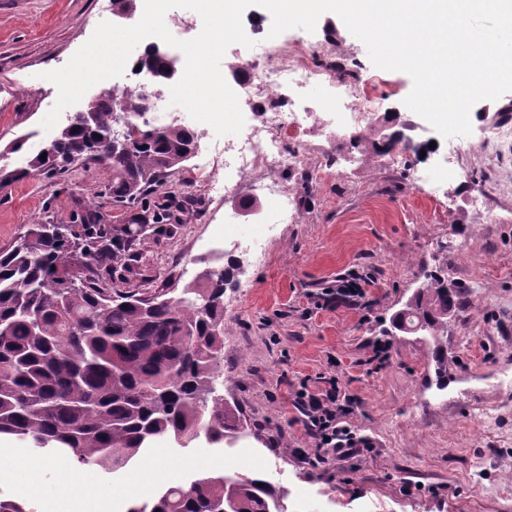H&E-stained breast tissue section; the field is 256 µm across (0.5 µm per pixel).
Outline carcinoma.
<instances>
[{"label": "carcinoma", "mask_w": 512, "mask_h": 512, "mask_svg": "<svg viewBox=\"0 0 512 512\" xmlns=\"http://www.w3.org/2000/svg\"><path fill=\"white\" fill-rule=\"evenodd\" d=\"M110 99L88 124L74 122L47 154L4 175L36 179L90 159L112 170V200L133 203L164 172L184 167L195 132L181 124L123 134ZM171 219L168 206L152 218L112 228L113 249H94L90 263L122 258L121 244L150 223ZM71 239L55 224H37L23 242L0 252V437H15L76 467H123L158 439L185 448L205 435L212 444L235 437L237 409L224 400V272L205 274L201 288L179 298L114 291L93 279L68 278ZM457 297L437 276L418 288L395 318L438 341ZM281 494L263 478L202 473L164 488L127 512H284ZM0 512H37L0 496Z\"/></svg>", "instance_id": "cac0c4a2"}]
</instances>
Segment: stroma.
Returning a JSON list of instances; mask_svg holds the SVG:
<instances>
[{
	"instance_id": "35a3bbf8",
	"label": "stroma",
	"mask_w": 512,
	"mask_h": 512,
	"mask_svg": "<svg viewBox=\"0 0 512 512\" xmlns=\"http://www.w3.org/2000/svg\"><path fill=\"white\" fill-rule=\"evenodd\" d=\"M112 0H0V169L26 166L52 138L42 120L58 97L44 72L62 68L112 18ZM282 40L323 43L320 63L338 55L348 74H381L380 116L349 143L341 172L315 177L314 156L303 169L272 176L293 197L297 220L280 225L264 261L224 239V215L236 213V236L250 235L269 205L250 198L245 182L225 196L208 191V177L224 175L223 140L207 124L188 120L198 135L193 159L160 176L132 204L113 202L112 172L79 161L60 175L12 182L0 193V251L34 224L81 229L96 222L118 227L170 202L171 220L127 242L130 267L88 268L79 278L144 296H180L204 271L231 269L224 292V398L236 406L242 430L234 445L198 439L188 447L162 441L115 473L78 469L61 458L19 474L32 451L0 443V494L19 499L18 476L33 487L40 512H126L152 501L163 482L131 496L132 477L154 465L180 478L207 471L257 476L283 493L287 512H512V154L477 153L484 126L512 122V92L472 110L459 176L448 194L429 197L424 179L434 160L408 152L404 166L382 164V144L403 124H415V142L434 137L404 100L413 82L399 71L378 72L365 45L341 19L325 14L314 32L291 29ZM19 151H12L16 139ZM490 186V205L475 214L466 181ZM458 286L448 316V384L438 387L430 346L415 334L390 335L391 317L404 308L427 275ZM360 279L365 296L319 308L324 289ZM388 343L386 359L375 347ZM338 377L352 404L347 421L370 441L345 459L317 460L314 439L295 408L301 387L325 388Z\"/></svg>"
}]
</instances>
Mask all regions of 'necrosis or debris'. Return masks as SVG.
<instances>
[{
  "label": "necrosis or debris",
  "instance_id": "necrosis-or-debris-1",
  "mask_svg": "<svg viewBox=\"0 0 512 512\" xmlns=\"http://www.w3.org/2000/svg\"><path fill=\"white\" fill-rule=\"evenodd\" d=\"M313 44L304 40L292 44L277 39H259L257 47L249 48L251 63L246 70L233 74L230 86L239 91V105L246 117L240 134L224 138V154L232 161L225 168L224 179L235 175H254L259 167L295 169L310 143L304 139L305 130H315L324 141L335 142L338 133L357 136L378 117L380 99L371 82H357L342 76L340 69L312 62ZM303 88L327 89L332 101L343 109L342 119L332 112L313 106H303L294 92ZM294 149H286V141ZM254 195L274 203L276 224L287 223L295 207L287 189L277 180L255 178ZM276 224L263 225L260 237L246 240L245 249L254 256L265 253L268 236Z\"/></svg>",
  "mask_w": 512,
  "mask_h": 512
}]
</instances>
